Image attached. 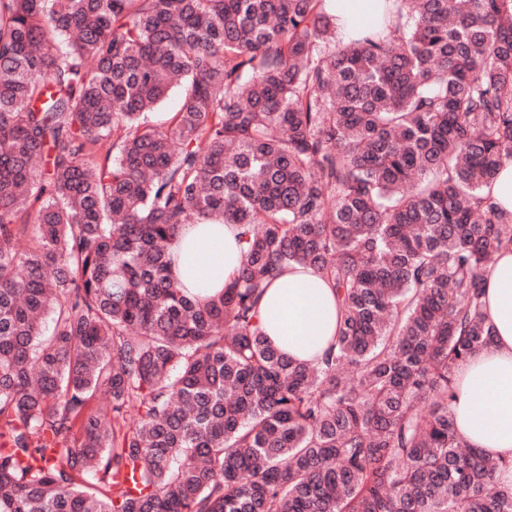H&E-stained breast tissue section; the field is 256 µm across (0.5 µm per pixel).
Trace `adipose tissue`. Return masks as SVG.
I'll list each match as a JSON object with an SVG mask.
<instances>
[{
  "label": "adipose tissue",
  "mask_w": 512,
  "mask_h": 512,
  "mask_svg": "<svg viewBox=\"0 0 512 512\" xmlns=\"http://www.w3.org/2000/svg\"><path fill=\"white\" fill-rule=\"evenodd\" d=\"M237 232L233 224L184 227L170 248L179 282L205 295L228 288L241 264ZM484 288L483 313L494 339L458 366L453 410L470 446L512 460V246L488 266ZM259 314L273 347L292 359L314 361L336 334V293L316 270L294 265L267 288Z\"/></svg>",
  "instance_id": "ef3b65f1"
}]
</instances>
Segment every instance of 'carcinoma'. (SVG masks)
I'll list each match as a JSON object with an SVG mask.
<instances>
[{"label":"carcinoma","instance_id":"carcinoma-1","mask_svg":"<svg viewBox=\"0 0 512 512\" xmlns=\"http://www.w3.org/2000/svg\"><path fill=\"white\" fill-rule=\"evenodd\" d=\"M326 2L0 0V512H512L451 410L512 244V0L333 45ZM201 223L243 256L204 298ZM290 264L336 289L317 364L259 325ZM484 194L491 196L505 210L512 211V161H504L498 178L485 187ZM236 224H189L174 238L170 252L176 278L205 295L232 283L241 264Z\"/></svg>","mask_w":512,"mask_h":512}]
</instances>
